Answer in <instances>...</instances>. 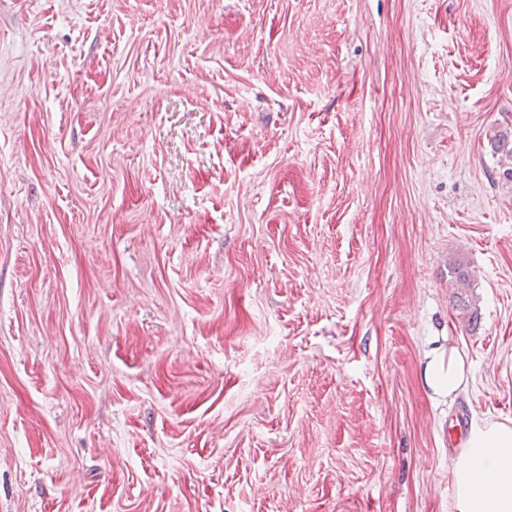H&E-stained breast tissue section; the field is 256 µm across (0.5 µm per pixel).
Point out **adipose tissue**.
I'll use <instances>...</instances> for the list:
<instances>
[{"instance_id":"obj_1","label":"adipose tissue","mask_w":512,"mask_h":512,"mask_svg":"<svg viewBox=\"0 0 512 512\" xmlns=\"http://www.w3.org/2000/svg\"><path fill=\"white\" fill-rule=\"evenodd\" d=\"M457 349L433 353L425 380L434 392L456 398L468 385ZM458 512H512V419L473 424L452 470Z\"/></svg>"}]
</instances>
